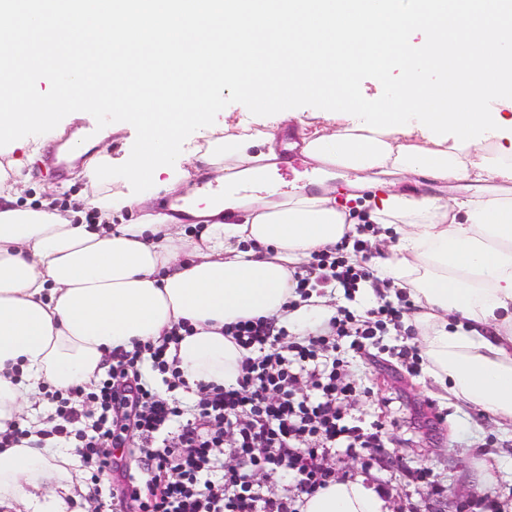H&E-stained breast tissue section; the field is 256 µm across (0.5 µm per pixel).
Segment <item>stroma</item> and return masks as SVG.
Here are the masks:
<instances>
[{"mask_svg":"<svg viewBox=\"0 0 512 512\" xmlns=\"http://www.w3.org/2000/svg\"><path fill=\"white\" fill-rule=\"evenodd\" d=\"M208 97L213 104L207 119L215 126L241 119H259L252 95L215 82ZM59 141H72L74 128L82 123L112 130V157L121 159L134 146L136 132L125 125L122 114L101 110L89 100H74L58 108ZM281 183L306 186L315 191L311 166L297 142L296 127L284 125L274 131ZM28 180L23 199H44L56 193L60 202L83 195L86 186L73 175L47 177L37 161L25 166ZM414 332L382 337L364 351H345L347 380L367 387L368 393L351 402L349 415L383 423L384 445L337 452V478H363L388 503V512H459L467 491L489 495L497 512H512V427L500 426L494 418L455 396H441L427 368L408 370L398 356L405 345H420ZM498 457L500 469L493 485L482 480L483 468ZM430 473V484L415 480V469Z\"/></svg>","mask_w":512,"mask_h":512,"instance_id":"35a3bbf8","label":"stroma"}]
</instances>
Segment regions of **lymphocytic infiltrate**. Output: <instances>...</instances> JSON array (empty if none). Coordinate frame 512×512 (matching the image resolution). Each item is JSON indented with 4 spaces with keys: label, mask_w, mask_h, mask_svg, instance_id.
Masks as SVG:
<instances>
[{
    "label": "lymphocytic infiltrate",
    "mask_w": 512,
    "mask_h": 512,
    "mask_svg": "<svg viewBox=\"0 0 512 512\" xmlns=\"http://www.w3.org/2000/svg\"><path fill=\"white\" fill-rule=\"evenodd\" d=\"M377 232L376 225L359 224L336 245L313 252L294 272L296 296L281 313L225 324V339L242 354L238 375L231 384L196 383L192 409H181L134 370L140 355L150 354L168 388H186L167 357L170 345L193 334L185 321L158 340L113 355L111 375L95 388H68L56 409L61 422L50 433L74 439L91 481L107 476L116 484L112 512H301L304 497L335 481L337 449L382 447L379 425L365 429L348 417L347 403L362 389L345 379L338 356L344 337L360 351L376 345L413 308L404 291L387 301L391 281L348 260V252H370L368 238ZM365 285L381 296L378 307L363 315L341 307L311 332L289 331L286 313L299 301L339 288L350 297ZM127 420L145 458L139 473L124 469L112 453ZM286 476L295 481L296 495L263 486Z\"/></svg>",
    "instance_id": "1"
}]
</instances>
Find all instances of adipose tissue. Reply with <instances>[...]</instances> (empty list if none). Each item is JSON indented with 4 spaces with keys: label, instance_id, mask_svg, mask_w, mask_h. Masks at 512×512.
I'll return each instance as SVG.
<instances>
[{
    "label": "adipose tissue",
    "instance_id": "1",
    "mask_svg": "<svg viewBox=\"0 0 512 512\" xmlns=\"http://www.w3.org/2000/svg\"><path fill=\"white\" fill-rule=\"evenodd\" d=\"M450 65L455 96L435 100L421 74ZM364 69L399 71L400 111L358 94ZM34 73L54 101L10 111L16 80ZM217 79L266 100L270 124L209 126ZM285 81L328 110L306 120L280 109ZM71 88L126 107L139 137L117 161L101 146L78 173L88 193L67 209L20 203L22 163L0 165V433L18 421L30 432L27 445L0 448L1 507L66 512L61 497L40 495L43 479L77 464L69 449L38 446L42 389L89 383L112 353L182 320L195 329L177 347L184 378L235 379L241 353L224 324L276 313L292 266L354 225L327 184L335 172L385 193L369 219L397 242L376 275L416 305L436 385L512 426V120L488 109H512V0H0V131L52 129ZM284 122L298 124L326 181L318 194L273 185V127ZM192 126L204 148H187ZM201 161L223 170L224 199L194 209L204 227L181 231L155 201L186 187ZM417 175L454 192L404 189ZM133 209L140 218L121 223ZM384 505L355 478L306 498L302 512Z\"/></svg>",
    "mask_w": 512,
    "mask_h": 512
}]
</instances>
